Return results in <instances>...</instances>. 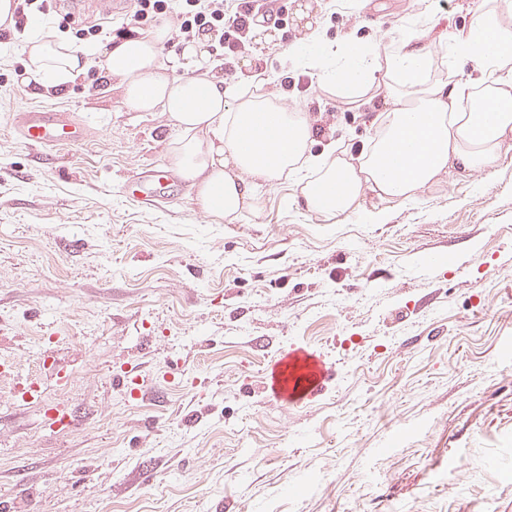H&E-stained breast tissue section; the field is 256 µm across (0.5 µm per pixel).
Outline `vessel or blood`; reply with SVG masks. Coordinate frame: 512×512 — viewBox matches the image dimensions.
<instances>
[{"label": "vessel or blood", "instance_id": "b4317fda", "mask_svg": "<svg viewBox=\"0 0 512 512\" xmlns=\"http://www.w3.org/2000/svg\"><path fill=\"white\" fill-rule=\"evenodd\" d=\"M15 127L19 140L36 150L78 144L89 134V127L82 118L58 109L19 113ZM166 179V172L158 169L146 176H133L129 183L148 201L160 192ZM336 376L334 363L315 348L292 347L271 365L267 388L275 398L297 404L320 396Z\"/></svg>", "mask_w": 512, "mask_h": 512}]
</instances>
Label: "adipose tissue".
Returning <instances> with one entry per match:
<instances>
[{
    "mask_svg": "<svg viewBox=\"0 0 512 512\" xmlns=\"http://www.w3.org/2000/svg\"><path fill=\"white\" fill-rule=\"evenodd\" d=\"M170 20L150 32L105 43L95 52L123 104L159 112L178 131L171 164L194 192L198 207L228 222L255 209L261 188L295 180L309 212L349 217L365 191L410 200L448 168L488 170L512 138V0H488L472 12L465 35L448 41V65L469 69L447 85L432 78L430 43L401 35L385 58L350 41L320 34L290 47L287 60L311 68L320 85L339 96H382L384 123L364 154L349 157L329 145L321 158L311 148L318 129L309 112L287 107L262 78L224 79L212 72L200 39L180 54L161 57ZM28 79L43 90L66 87L88 62L45 21L26 33Z\"/></svg>",
    "mask_w": 512,
    "mask_h": 512,
    "instance_id": "adipose-tissue-1",
    "label": "adipose tissue"
}]
</instances>
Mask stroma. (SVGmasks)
Returning a JSON list of instances; mask_svg holds the SVG:
<instances>
[{"label":"stroma","instance_id":"stroma-1","mask_svg":"<svg viewBox=\"0 0 512 512\" xmlns=\"http://www.w3.org/2000/svg\"><path fill=\"white\" fill-rule=\"evenodd\" d=\"M484 0H287L254 27L253 61L285 105L330 116L320 143L375 138L374 101L274 60L305 37L382 48L464 33ZM0 36V512H512V142L489 171L449 170L415 199L365 191L354 215L308 212L294 181L228 223L181 181L138 205L125 174L169 165L174 132L95 87L18 79ZM33 108L90 134L48 151L17 138ZM297 345L335 361L288 404L266 369ZM126 374L121 387L115 375Z\"/></svg>","mask_w":512,"mask_h":512}]
</instances>
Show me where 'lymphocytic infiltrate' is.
Here are the masks:
<instances>
[{
  "label": "lymphocytic infiltrate",
  "instance_id": "1",
  "mask_svg": "<svg viewBox=\"0 0 512 512\" xmlns=\"http://www.w3.org/2000/svg\"><path fill=\"white\" fill-rule=\"evenodd\" d=\"M129 19L115 24L103 21L77 29V39L85 40L102 33L124 39L134 29L153 27L159 18H169L176 30L168 46L179 45L200 31L219 34L215 57L225 78H232L240 59L252 50L250 32L258 23L279 28L288 25L286 0H130Z\"/></svg>",
  "mask_w": 512,
  "mask_h": 512
}]
</instances>
